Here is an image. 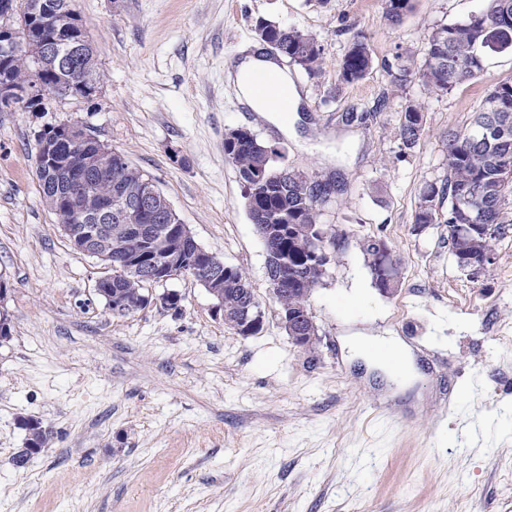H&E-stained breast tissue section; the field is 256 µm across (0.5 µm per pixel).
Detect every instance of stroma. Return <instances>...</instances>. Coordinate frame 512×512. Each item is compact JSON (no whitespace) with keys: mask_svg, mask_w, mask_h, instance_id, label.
Segmentation results:
<instances>
[{"mask_svg":"<svg viewBox=\"0 0 512 512\" xmlns=\"http://www.w3.org/2000/svg\"><path fill=\"white\" fill-rule=\"evenodd\" d=\"M485 5L412 0L392 26L384 0H75L96 93L0 111V512H512V198L476 278L446 224L414 222L425 187L448 175L443 135L512 80V52L444 95L392 82L401 60L423 61L428 34ZM259 18L324 48L320 72L287 68L302 103L286 133L227 85L230 55L266 49ZM359 32L373 66L348 84L339 61ZM412 101L426 124L407 149L398 127ZM63 124L149 174L196 241L243 272L263 302L258 333L225 324L189 275L149 286L177 292L178 309L112 312L97 290L110 267L73 250L40 196L38 135ZM238 127L329 189L321 222L335 247L309 300L311 352L268 293L265 247L224 157ZM371 238L399 261L392 294L374 284ZM387 331L419 370L392 399L381 371L341 344ZM24 417L52 438L19 468Z\"/></svg>","mask_w":512,"mask_h":512,"instance_id":"35a3bbf8","label":"stroma"}]
</instances>
